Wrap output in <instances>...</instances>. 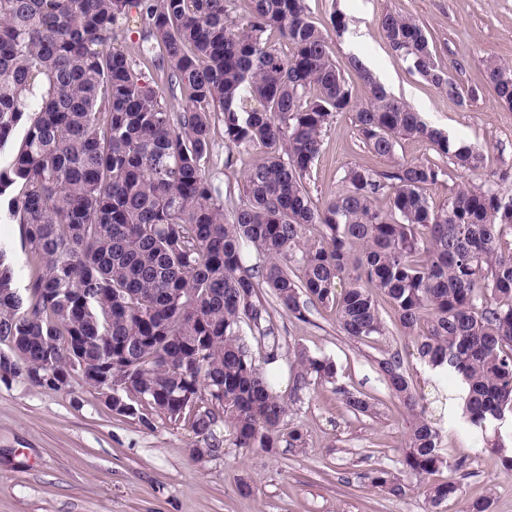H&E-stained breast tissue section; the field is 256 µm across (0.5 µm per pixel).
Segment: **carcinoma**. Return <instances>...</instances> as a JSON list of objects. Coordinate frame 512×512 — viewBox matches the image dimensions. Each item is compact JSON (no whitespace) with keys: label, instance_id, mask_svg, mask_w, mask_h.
Here are the masks:
<instances>
[{"label":"carcinoma","instance_id":"obj_1","mask_svg":"<svg viewBox=\"0 0 512 512\" xmlns=\"http://www.w3.org/2000/svg\"><path fill=\"white\" fill-rule=\"evenodd\" d=\"M244 5L236 22L232 10ZM150 28L144 55L166 73V90L143 82L126 52L110 46L131 11ZM379 25L411 70L454 96L416 19L386 13ZM288 43L281 52L271 42ZM368 97L357 101L306 0H0V216L21 226L27 283L0 242V364L57 392L74 379L113 392L112 411L151 425V412L183 422L207 442L274 452L303 447V429H283L288 403L277 390L278 339L264 295L307 319L334 309L341 331L383 333L375 288L395 306L419 359L466 389L464 430L481 437L512 472V196L496 185L461 184L431 203L425 187L445 175L435 162L395 157L399 139L429 142L458 169L476 171L483 151L425 124L362 66ZM487 77L512 108V63L490 60ZM180 98L173 113L163 95ZM350 112L387 170L349 167L342 191L312 203L306 176L324 130ZM224 127L233 152L262 149L244 173L239 204L209 167L211 131ZM388 199L387 210L375 206ZM317 227L319 239L307 240ZM263 264L250 265L251 253ZM91 370L78 372L81 361ZM392 397L410 412L404 473L425 480L457 471L423 418L399 353L377 360ZM334 385L355 417L374 398L336 383L327 356L300 349L295 392ZM371 483L401 496L408 484L377 470ZM431 508L454 499L458 512H490L465 500L453 477L427 483Z\"/></svg>","mask_w":512,"mask_h":512}]
</instances>
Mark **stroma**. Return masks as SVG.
I'll return each instance as SVG.
<instances>
[{"mask_svg":"<svg viewBox=\"0 0 512 512\" xmlns=\"http://www.w3.org/2000/svg\"><path fill=\"white\" fill-rule=\"evenodd\" d=\"M307 6L327 34L330 13L345 14L347 30L331 45L356 99H365L368 88L349 66L354 57L429 126L482 148V168L464 173L439 158L429 143L398 141V158L436 160L443 167L439 182L425 188L430 201L444 204L458 184L479 186L512 172V108L498 102L486 78L489 59L512 61V0H307ZM387 12L426 26L436 60L455 79L458 95L430 85L392 51L378 25ZM149 43V27L135 13L119 23L111 40L146 83L162 88L164 73L141 54ZM212 143L211 165L230 188L223 198L229 211L238 203L242 175L254 156L238 155L228 168L223 127L214 129ZM352 166L384 170L390 163L368 148L348 113L323 133L319 157L306 177L312 203L336 196ZM376 303L384 333L365 341L346 336L332 309L314 307L303 322L271 305L281 345L278 391L291 400L287 426L307 433L302 448L283 443L269 454L228 440L219 454L197 461L190 448L198 438L188 425L155 415L147 427L117 416L78 381L59 392L22 379L0 381V512H429L421 490L393 496L369 480L377 468L396 475L402 470L408 413L376 366L378 358L393 352L422 396L424 417L438 429L449 461L467 463L456 474L463 498L486 497L492 512H512V472L459 423L462 386H440L402 333L393 304L381 294ZM300 349L331 357L339 383L376 399V415L354 417L328 384L294 395V354Z\"/></svg>","mask_w":512,"mask_h":512,"instance_id":"1","label":"stroma"}]
</instances>
